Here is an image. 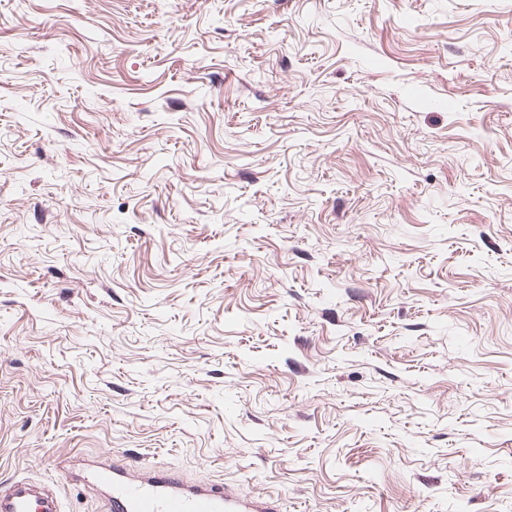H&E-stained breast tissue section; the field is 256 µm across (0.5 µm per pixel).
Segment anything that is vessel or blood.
<instances>
[{"label":"vessel or blood","mask_w":512,"mask_h":512,"mask_svg":"<svg viewBox=\"0 0 512 512\" xmlns=\"http://www.w3.org/2000/svg\"><path fill=\"white\" fill-rule=\"evenodd\" d=\"M68 480L103 494L107 512H280L276 501L200 480L185 481L169 466L132 470L120 461L64 466ZM0 512H63L50 484L13 478L0 484Z\"/></svg>","instance_id":"obj_1"}]
</instances>
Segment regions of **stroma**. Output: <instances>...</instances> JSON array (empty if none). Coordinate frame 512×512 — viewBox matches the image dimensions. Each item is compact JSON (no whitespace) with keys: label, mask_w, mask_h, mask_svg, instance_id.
<instances>
[{"label":"stroma","mask_w":512,"mask_h":512,"mask_svg":"<svg viewBox=\"0 0 512 512\" xmlns=\"http://www.w3.org/2000/svg\"><path fill=\"white\" fill-rule=\"evenodd\" d=\"M512 512V0H0V482ZM61 465L69 481L103 494L107 512H281L273 499H255L218 483L185 481L169 466L133 471L117 460Z\"/></svg>","instance_id":"stroma-1"}]
</instances>
